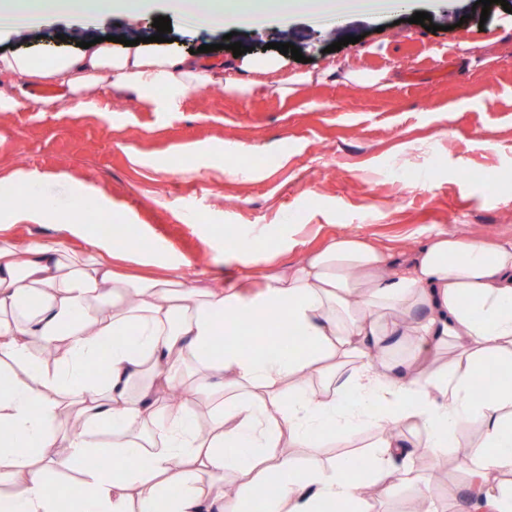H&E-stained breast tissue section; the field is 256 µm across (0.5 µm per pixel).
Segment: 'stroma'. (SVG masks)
I'll list each match as a JSON object with an SVG mask.
<instances>
[{"mask_svg":"<svg viewBox=\"0 0 512 512\" xmlns=\"http://www.w3.org/2000/svg\"><path fill=\"white\" fill-rule=\"evenodd\" d=\"M475 0H408L368 17L298 18L288 27H242L246 46L223 49L220 29L171 21V42L143 31L139 50L185 54L213 46L224 76L242 91L214 86L156 108L136 97H91L76 110L41 107L51 83L0 91L17 106L0 111V188L15 175L45 177L61 199L100 188L148 234L115 261L138 272L147 244L183 259L201 282L236 284L303 261L341 236L408 252L434 231L512 239V13L497 0L488 18ZM430 14L439 32L412 23ZM304 59L272 49L278 37ZM352 42L331 51L343 37ZM76 39L64 22L24 38L0 34V49L52 55ZM268 72H250V62ZM251 243L248 255L225 239ZM440 457L416 449L415 478L373 488L368 512H408L424 477L444 512H462L470 478L466 447Z\"/></svg>","mask_w":512,"mask_h":512,"instance_id":"stroma-1","label":"stroma"}]
</instances>
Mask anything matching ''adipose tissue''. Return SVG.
Returning a JSON list of instances; mask_svg holds the SVG:
<instances>
[{"mask_svg": "<svg viewBox=\"0 0 512 512\" xmlns=\"http://www.w3.org/2000/svg\"><path fill=\"white\" fill-rule=\"evenodd\" d=\"M154 0H0V23L19 33L60 18L137 16ZM373 0H167L165 8L203 24L261 26L301 15L369 13ZM15 82L49 81L69 96L128 93L145 103L157 88L175 99L223 83V63L202 56L114 52L110 41L44 58L0 54ZM42 177L18 174L16 202H0V224H58L83 240H35L24 249L0 240V512H57L48 475L81 473L83 512H252L268 491L267 512H363L367 485L393 489L411 479L419 429L434 453L455 447L459 428H483L470 454L472 512H512V489L492 482L512 470V381L473 392L487 361L512 367V240L431 233L395 256L341 237L303 262L266 276L245 296L195 276H131L113 269L112 239L88 233L75 215H130L97 188L60 203ZM272 312L301 336L296 350L244 355L240 321ZM224 343H217V329ZM446 368L419 359L446 346ZM108 366L104 382L88 364ZM189 390L164 400L167 384ZM395 424L377 451L311 466L301 448L351 441L363 428ZM238 477L226 487L225 473Z\"/></svg>", "mask_w": 512, "mask_h": 512, "instance_id": "ef3b65f1", "label": "adipose tissue"}]
</instances>
